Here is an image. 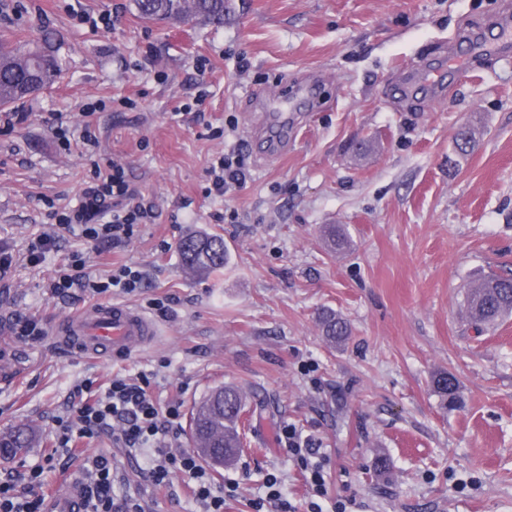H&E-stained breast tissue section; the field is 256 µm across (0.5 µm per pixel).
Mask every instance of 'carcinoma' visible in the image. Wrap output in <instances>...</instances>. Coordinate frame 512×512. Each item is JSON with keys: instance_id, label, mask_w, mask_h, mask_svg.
Here are the masks:
<instances>
[{"instance_id": "carcinoma-1", "label": "carcinoma", "mask_w": 512, "mask_h": 512, "mask_svg": "<svg viewBox=\"0 0 512 512\" xmlns=\"http://www.w3.org/2000/svg\"><path fill=\"white\" fill-rule=\"evenodd\" d=\"M137 15L146 21L175 20L183 23H224L226 0H133ZM39 38L26 46L16 45L0 37V107L15 105L25 95L33 96L59 73L55 55L62 42L61 35L38 29ZM179 254L187 267L196 271L219 273L224 270L226 251L224 237L219 234L191 235L179 244ZM476 287H467L463 310L467 322L476 331L494 325L512 314V276L490 274L475 279ZM323 336L331 343L341 344L350 334L349 324L338 314L326 310L320 316ZM434 391L443 403L455 395L457 381L442 372L433 380ZM245 402L234 385L208 391L194 404L190 414L193 447L213 448L210 459L226 465L233 463L242 450L240 423ZM29 429L19 427L0 434V455L8 458L25 454L33 447Z\"/></svg>"}]
</instances>
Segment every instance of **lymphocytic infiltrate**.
Listing matches in <instances>:
<instances>
[{"mask_svg":"<svg viewBox=\"0 0 512 512\" xmlns=\"http://www.w3.org/2000/svg\"><path fill=\"white\" fill-rule=\"evenodd\" d=\"M80 139L90 159V176L81 191L82 201L52 212L53 229L30 244L26 256L29 263H40L60 233L76 231L92 245L116 246L130 240L137 228L154 215L152 202L129 179L124 164L97 156L98 140L91 130L83 129ZM207 175L206 192L210 195L221 196L241 185L247 170L240 151L234 149L214 158ZM144 280L142 269L127 264L112 268L105 276H94L86 259L80 258L58 271L48 288L54 296L68 295L74 288L92 297L106 293L130 295L142 287ZM80 388L86 391V399L55 421V452H71L78 440L101 435L110 436L113 444L123 448L150 449L149 477L154 485H168L173 476H180L204 512H224V501L234 495L236 485L229 481L216 484L193 452L178 449L182 416L179 401L159 402L152 392L150 377L144 373L114 376L100 391L90 379L83 381ZM280 441L289 458L301 468L314 495L307 512H323L319 500L327 495L328 461L323 448L291 425L283 426ZM84 479L83 512H146L141 499L131 495L115 502V475L107 457L89 459Z\"/></svg>","mask_w":512,"mask_h":512,"instance_id":"lymphocytic-infiltrate-1","label":"lymphocytic infiltrate"}]
</instances>
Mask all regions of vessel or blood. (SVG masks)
I'll use <instances>...</instances> for the list:
<instances>
[{
	"instance_id": "vessel-or-blood-1",
	"label": "vessel or blood",
	"mask_w": 512,
	"mask_h": 512,
	"mask_svg": "<svg viewBox=\"0 0 512 512\" xmlns=\"http://www.w3.org/2000/svg\"><path fill=\"white\" fill-rule=\"evenodd\" d=\"M496 34L492 40L477 44L480 52H496L512 48V22L498 21ZM448 65L429 71L424 79L408 75L399 87L400 95L412 94L417 82L440 88L445 86ZM317 92L316 86L307 85L295 92L281 90L275 101L276 107L285 112L296 111L298 104L312 100ZM68 336L69 344L76 351L97 356L112 353L113 357L122 358L135 348L143 346L155 333L151 320L141 310L128 305H94L86 308L69 321L63 330Z\"/></svg>"
}]
</instances>
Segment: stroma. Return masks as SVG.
I'll use <instances>...</instances> for the list:
<instances>
[{
	"label": "stroma",
	"instance_id": "obj_1",
	"mask_svg": "<svg viewBox=\"0 0 512 512\" xmlns=\"http://www.w3.org/2000/svg\"><path fill=\"white\" fill-rule=\"evenodd\" d=\"M229 2L217 28L146 23L132 0H0V35L63 36L61 79L0 109V248L15 256L0 271V433L24 425L38 439L24 457H0V480L27 489L31 465L53 455L38 489L51 500L104 455L119 472L115 495L141 491L147 512H200L181 477L147 481L148 450L101 438L52 452L54 420L81 381L145 372L160 401L187 412L213 387L242 391L245 447L216 476L238 485L224 512H252L270 473L306 512L309 489L278 441L289 423L330 455L325 512L336 497L355 499L353 512H512V317L479 334L462 312L468 282L512 273V55L449 72L444 92L398 94L447 45L462 52L487 36L512 0ZM311 82L314 107L269 147L273 118L253 93ZM60 119L74 133L92 122L104 158L127 163L155 205L126 246L94 258L97 275L147 272L120 301L147 311L157 334L119 361L64 342L65 323L92 300L47 288L87 242L65 233L39 265L25 260L52 207L87 180L80 155L60 146ZM464 126L476 144L462 155ZM234 148L246 182L206 195L210 162ZM330 224L345 248L329 247ZM191 233L223 236L222 276L183 265L178 244ZM164 297L166 313L150 309ZM325 309L350 324L343 344L323 336ZM17 317L37 321L42 339L14 336ZM440 372L458 381L456 406L433 390Z\"/></svg>",
	"mask_w": 512,
	"mask_h": 512
}]
</instances>
